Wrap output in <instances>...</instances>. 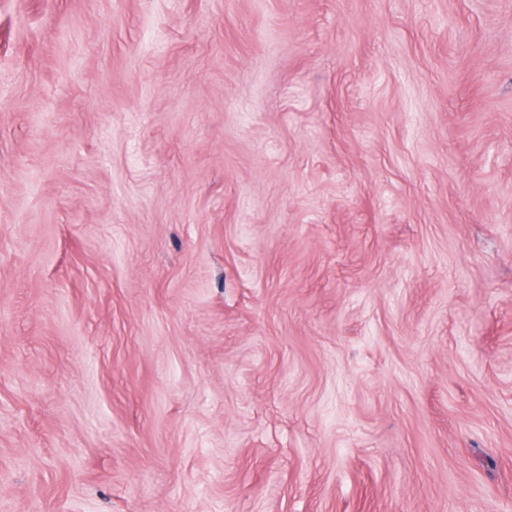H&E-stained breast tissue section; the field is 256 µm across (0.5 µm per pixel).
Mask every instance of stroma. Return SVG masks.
Segmentation results:
<instances>
[{"label": "stroma", "mask_w": 512, "mask_h": 512, "mask_svg": "<svg viewBox=\"0 0 512 512\" xmlns=\"http://www.w3.org/2000/svg\"><path fill=\"white\" fill-rule=\"evenodd\" d=\"M0 512H512V0H0Z\"/></svg>", "instance_id": "1"}]
</instances>
